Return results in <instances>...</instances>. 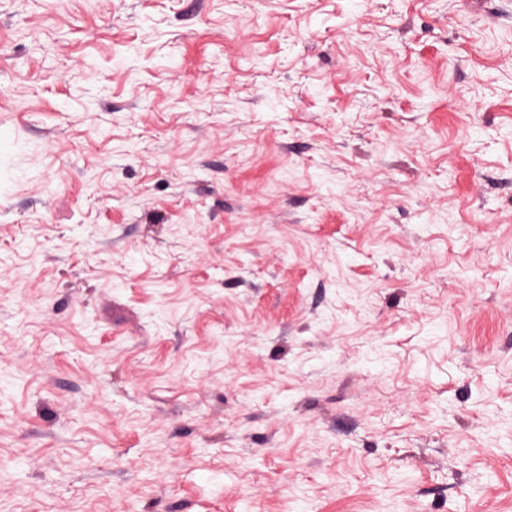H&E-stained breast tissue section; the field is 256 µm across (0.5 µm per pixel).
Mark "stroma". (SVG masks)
<instances>
[{
    "instance_id": "stroma-1",
    "label": "stroma",
    "mask_w": 512,
    "mask_h": 512,
    "mask_svg": "<svg viewBox=\"0 0 512 512\" xmlns=\"http://www.w3.org/2000/svg\"><path fill=\"white\" fill-rule=\"evenodd\" d=\"M0 512H512V0H0Z\"/></svg>"
}]
</instances>
